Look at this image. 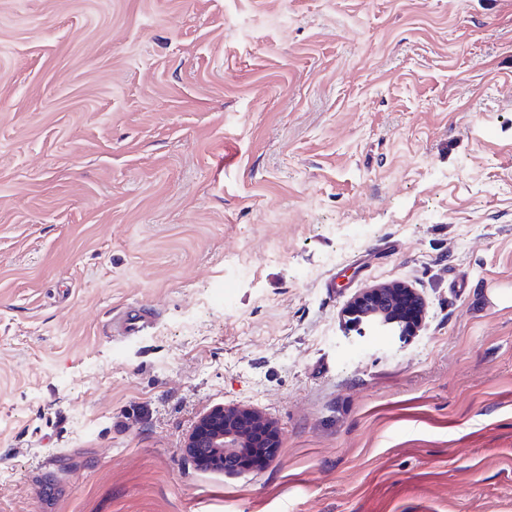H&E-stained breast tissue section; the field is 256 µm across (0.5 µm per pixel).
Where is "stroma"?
<instances>
[{
	"instance_id": "stroma-1",
	"label": "stroma",
	"mask_w": 512,
	"mask_h": 512,
	"mask_svg": "<svg viewBox=\"0 0 512 512\" xmlns=\"http://www.w3.org/2000/svg\"><path fill=\"white\" fill-rule=\"evenodd\" d=\"M0 512H512V0H0ZM422 315V300L411 288L398 284L368 288L349 300L343 309V317L349 323L370 320L398 324L403 335L417 332ZM150 323L151 317L143 309L127 306L114 312L107 327L111 335L117 333L123 336L138 332ZM260 414L236 407H219L202 417L185 451L200 465L215 464L230 470L229 462L247 448H265L263 458H273L279 448L278 434ZM256 429L263 430L262 436Z\"/></svg>"
}]
</instances>
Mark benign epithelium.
<instances>
[{"instance_id": "1", "label": "benign epithelium", "mask_w": 512, "mask_h": 512, "mask_svg": "<svg viewBox=\"0 0 512 512\" xmlns=\"http://www.w3.org/2000/svg\"><path fill=\"white\" fill-rule=\"evenodd\" d=\"M422 315V300L412 289L398 284L369 288L349 300L343 309V316L350 323L370 320L397 324L404 335L417 332ZM279 445L278 434L262 422L257 412L219 407L199 420L185 451L201 465L227 469L229 462L248 448H262L263 457L272 458Z\"/></svg>"}]
</instances>
